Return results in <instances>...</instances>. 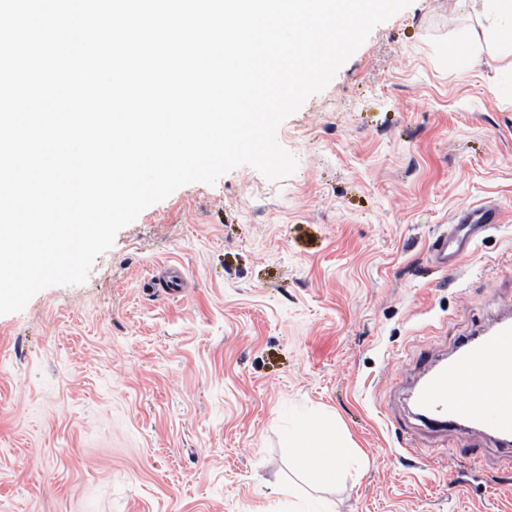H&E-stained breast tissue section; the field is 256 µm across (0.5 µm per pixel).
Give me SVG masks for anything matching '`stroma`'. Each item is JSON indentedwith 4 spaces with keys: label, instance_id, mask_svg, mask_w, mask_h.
Returning a JSON list of instances; mask_svg holds the SVG:
<instances>
[{
    "label": "stroma",
    "instance_id": "stroma-1",
    "mask_svg": "<svg viewBox=\"0 0 512 512\" xmlns=\"http://www.w3.org/2000/svg\"><path fill=\"white\" fill-rule=\"evenodd\" d=\"M476 26L412 0L281 123L291 176L183 186L0 315V512H512L500 447L409 405L419 354L512 310V31L474 58ZM488 200L503 223L440 268ZM311 416L357 450L328 487L284 439ZM501 209L486 203L465 211L448 233L435 238L430 246L433 258L444 268L455 267L460 256L466 252V244L477 233L499 224Z\"/></svg>",
    "mask_w": 512,
    "mask_h": 512
}]
</instances>
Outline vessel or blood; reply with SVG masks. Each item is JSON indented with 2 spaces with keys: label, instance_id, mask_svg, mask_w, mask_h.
<instances>
[{
  "label": "vessel or blood",
  "instance_id": "vessel-or-blood-1",
  "mask_svg": "<svg viewBox=\"0 0 512 512\" xmlns=\"http://www.w3.org/2000/svg\"><path fill=\"white\" fill-rule=\"evenodd\" d=\"M500 218V208L491 203L462 213L448 233L433 240L430 249L435 262L455 266L467 242ZM454 350L455 358L442 369L426 355L416 361L428 374L419 396L421 421L440 430H490L500 435V448L512 458V321L492 332L457 337ZM477 385L490 390V401L479 403L470 397Z\"/></svg>",
  "mask_w": 512,
  "mask_h": 512
}]
</instances>
